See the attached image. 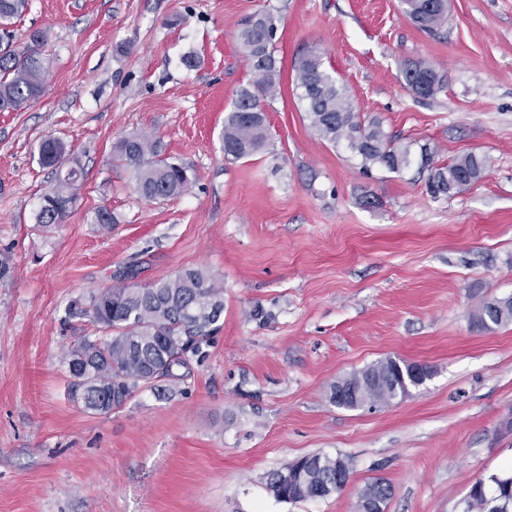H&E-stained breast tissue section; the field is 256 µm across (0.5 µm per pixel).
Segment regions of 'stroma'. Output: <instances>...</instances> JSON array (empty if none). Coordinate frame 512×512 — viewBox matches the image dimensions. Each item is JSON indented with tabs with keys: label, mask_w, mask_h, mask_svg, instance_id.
<instances>
[{
	"label": "stroma",
	"mask_w": 512,
	"mask_h": 512,
	"mask_svg": "<svg viewBox=\"0 0 512 512\" xmlns=\"http://www.w3.org/2000/svg\"><path fill=\"white\" fill-rule=\"evenodd\" d=\"M267 9L273 150L228 161L224 114L254 79L237 25ZM36 29L46 91L0 112V253L13 260L0 280V512H354L378 478L386 512H459L477 479L512 468V323L471 321L512 296V0H448L436 36L400 0H29L14 44ZM311 48L362 118L442 160L486 156L483 178L434 199L415 171L363 175L293 94ZM407 59L432 64L445 90L415 98ZM144 134L188 168L187 192L146 200L113 166L114 142ZM49 137L82 177L45 232ZM129 266L139 285L188 267L222 278L223 325L166 397L142 389L100 414L69 395L64 354L92 327L67 309ZM387 359L433 376L377 408L330 402L336 381ZM314 453L350 459L345 488L267 493L270 471Z\"/></svg>",
	"instance_id": "35a3bbf8"
}]
</instances>
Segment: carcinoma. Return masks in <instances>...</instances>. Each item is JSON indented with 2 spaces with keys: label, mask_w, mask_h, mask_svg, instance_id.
<instances>
[{
  "label": "carcinoma",
  "mask_w": 512,
  "mask_h": 512,
  "mask_svg": "<svg viewBox=\"0 0 512 512\" xmlns=\"http://www.w3.org/2000/svg\"><path fill=\"white\" fill-rule=\"evenodd\" d=\"M405 14L423 31L434 33L448 18V0L426 7L425 0H402ZM27 0H0V26L20 16ZM277 26L269 12H256L238 23L239 47L256 79L237 91L231 109L224 115V158L231 161L252 157L270 146V134L263 102L274 99L280 90V67L275 56ZM46 41L41 30L28 35L26 49L0 45V111H17L37 101L45 89L47 60L40 47ZM295 94L311 131L323 141L345 143L361 168L368 172L381 167L401 173L413 166L427 174L430 196H452L479 181L487 170V159L469 152L448 162L437 160L436 147L425 142H403L387 135L376 120L364 121L350 94L325 67L322 54L309 50L294 64ZM405 86L418 99L433 100L444 91L446 82L434 66L424 61H408L401 69ZM64 146L51 138L39 149L42 165L52 167L57 176L53 192L42 197L35 214L38 227L50 230L63 222L76 201L75 185L81 170L71 167L60 174ZM112 160L133 176L137 193L146 200H167L183 194L191 185L187 169L162 156L158 139L149 136L120 138L112 150ZM223 282L201 268H185L174 277L145 286H106L92 295L89 306L74 303L69 315L86 317L95 327L92 336H83L65 353L71 378L69 395L86 396L87 410L109 413L120 409L141 388H157L169 370V381L184 378L179 369L188 366L181 359L185 345H193L189 357L201 358L222 327ZM512 323V297L497 305L485 304L472 316L480 328L488 323ZM373 378L390 376L393 386H383L376 397L388 404L402 395L403 379L393 362L382 361L365 369ZM327 454L299 458L312 483L297 494L296 501L327 496L325 486L336 485V473L317 466ZM485 479V490L512 503V486L497 477Z\"/></svg>",
  "instance_id": "obj_1"
}]
</instances>
